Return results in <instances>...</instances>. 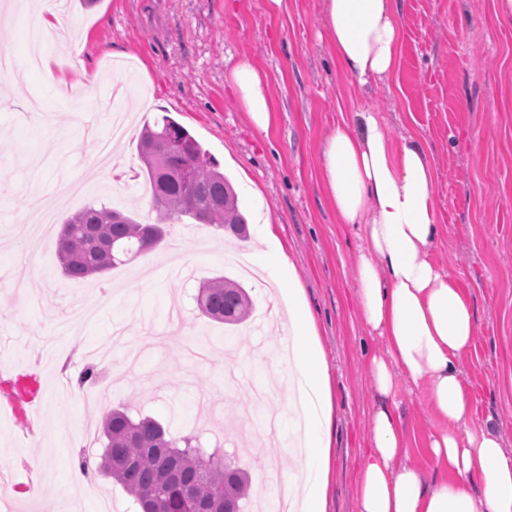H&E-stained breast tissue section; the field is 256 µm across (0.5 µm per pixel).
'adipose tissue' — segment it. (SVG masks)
Returning <instances> with one entry per match:
<instances>
[{"instance_id": "obj_1", "label": "adipose tissue", "mask_w": 512, "mask_h": 512, "mask_svg": "<svg viewBox=\"0 0 512 512\" xmlns=\"http://www.w3.org/2000/svg\"><path fill=\"white\" fill-rule=\"evenodd\" d=\"M324 28L340 67L359 83L396 70L402 39L396 0H326ZM232 81L254 127L269 132L275 116L266 75L245 62L233 69ZM320 177L337 223L360 227L356 291L366 323L387 344V358L371 360L384 401L371 417L372 450L359 475L358 512H512V455L493 427L470 425L472 402L458 369L475 335L474 311L453 276L429 259L437 203L426 150L412 137L392 145L376 118L363 112L327 137ZM255 236L263 248L253 263L288 300L291 392L303 421L302 479L291 486L289 509L326 512L329 369L315 316L270 215L259 217ZM397 371L425 383L445 423L430 442L435 473L403 461L401 420L385 401Z\"/></svg>"}]
</instances>
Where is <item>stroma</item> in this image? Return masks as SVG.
<instances>
[{
	"instance_id": "1",
	"label": "stroma",
	"mask_w": 512,
	"mask_h": 512,
	"mask_svg": "<svg viewBox=\"0 0 512 512\" xmlns=\"http://www.w3.org/2000/svg\"><path fill=\"white\" fill-rule=\"evenodd\" d=\"M42 71L27 70L0 94V512H139L128 492L98 476L74 490L71 467L97 437L101 406L149 415L172 435L200 434L225 454L247 447L251 477L298 476L288 446L294 413L287 394L258 397L257 385L286 376L278 348L286 312L269 308L274 286L242 276L236 257L261 249L205 224H174L165 241L97 278L72 280L55 246L29 267L28 156L63 159L86 184L85 203L105 202L152 219L138 171L137 134L169 115L214 157L248 219L268 209L316 317L333 404L326 512H357V479L370 444L378 398L368 361L386 352L365 322L355 279L359 241L337 223L319 177L325 137L341 120L368 112L384 136L425 147L435 174L438 234L431 261L449 271L471 301L476 333L460 362L475 422L496 424L512 452V23L493 0H398L402 43L394 74L361 84L332 56L324 0H69ZM126 62L139 88L119 159L130 178L112 183L92 168L109 127L103 100L112 64ZM266 74L276 121L257 131L231 82L240 62ZM91 77L90 94L59 98L56 81ZM91 123H74L75 110ZM251 180L257 196L243 190ZM190 276L168 279L174 263ZM241 279L255 311L225 333L204 317L200 281ZM111 291L77 334L64 331L70 306ZM82 353H75V344ZM97 366L98 402L82 390L59 392L60 371ZM393 400L409 460L432 469L428 446L440 423L423 384L397 376Z\"/></svg>"
}]
</instances>
